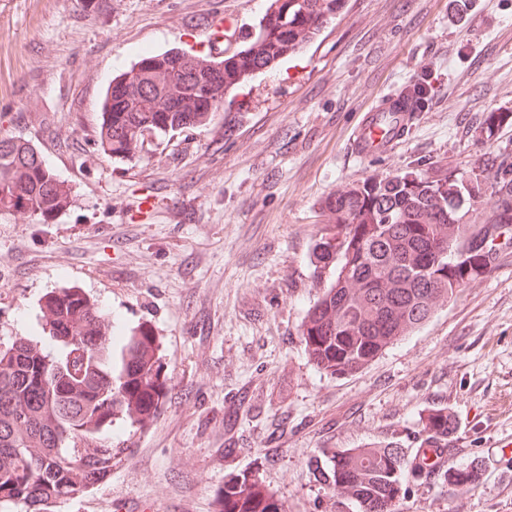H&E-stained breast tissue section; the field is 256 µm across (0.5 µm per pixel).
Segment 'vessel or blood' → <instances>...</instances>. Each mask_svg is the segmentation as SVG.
Here are the masks:
<instances>
[{
  "mask_svg": "<svg viewBox=\"0 0 512 512\" xmlns=\"http://www.w3.org/2000/svg\"><path fill=\"white\" fill-rule=\"evenodd\" d=\"M414 89L384 95L367 110L353 136L354 151L362 158L387 155L406 136L414 119Z\"/></svg>",
  "mask_w": 512,
  "mask_h": 512,
  "instance_id": "vessel-or-blood-1",
  "label": "vessel or blood"
}]
</instances>
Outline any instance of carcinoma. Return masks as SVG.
<instances>
[{"label":"carcinoma","instance_id":"1","mask_svg":"<svg viewBox=\"0 0 512 512\" xmlns=\"http://www.w3.org/2000/svg\"><path fill=\"white\" fill-rule=\"evenodd\" d=\"M348 0H271L254 35L224 59L172 49L148 53L116 76L102 105L97 145L113 159L136 156L146 136L205 124L239 82L272 68L321 35ZM122 87L116 97L112 89ZM485 177L396 172L367 178L323 201L329 221L312 251L320 288L301 337L311 361L352 374L388 345L421 327L470 278L487 268L494 241L512 228V163L484 164ZM490 215L469 216L473 196ZM68 189L29 141L0 134V213L48 217L66 207ZM44 326L58 352L19 336L0 346V505L51 512L112 474L122 449L105 436L118 420L143 422L171 386L159 339L144 325L115 333L79 288L49 292ZM423 448L448 447V412L426 417ZM426 457L390 442L336 448L311 467L313 480L346 494L360 512H396L403 484L420 477ZM223 512H284L255 472L224 480Z\"/></svg>","mask_w":512,"mask_h":512}]
</instances>
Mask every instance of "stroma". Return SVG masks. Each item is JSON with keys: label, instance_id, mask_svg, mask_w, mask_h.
I'll return each mask as SVG.
<instances>
[{"label": "stroma", "instance_id": "obj_1", "mask_svg": "<svg viewBox=\"0 0 512 512\" xmlns=\"http://www.w3.org/2000/svg\"><path fill=\"white\" fill-rule=\"evenodd\" d=\"M470 2L463 18L449 0H348L209 124L119 161L96 147L112 77L145 52L213 56L211 20L235 16L247 35L265 0H0V132L33 144L71 190L52 217L0 215V343L43 336L44 295L74 287L123 330L151 325L173 376L153 421L113 426L126 461L56 512H221L225 477L245 469L286 512H356L309 464L379 442L414 454L436 408L452 421L450 468L474 461L488 477L415 480L398 512H512V231L486 270L356 374L319 370L300 336L327 196L422 166L479 177L486 159L512 160V0ZM411 83L429 103L405 139L355 155L362 112Z\"/></svg>", "mask_w": 512, "mask_h": 512}]
</instances>
